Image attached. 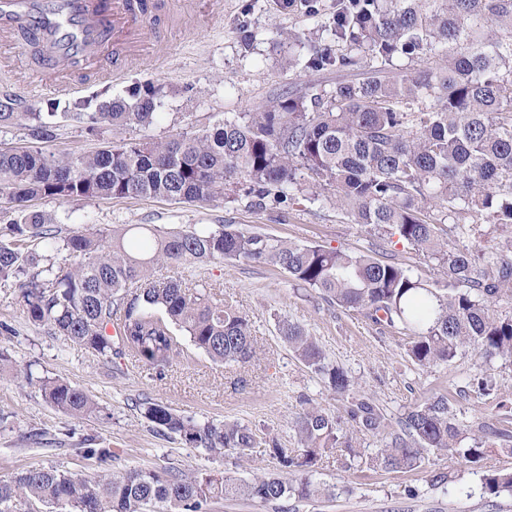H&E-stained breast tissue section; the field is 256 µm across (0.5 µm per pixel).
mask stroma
<instances>
[{
	"instance_id": "obj_1",
	"label": "stroma",
	"mask_w": 512,
	"mask_h": 512,
	"mask_svg": "<svg viewBox=\"0 0 512 512\" xmlns=\"http://www.w3.org/2000/svg\"><path fill=\"white\" fill-rule=\"evenodd\" d=\"M336 0H222L215 12H202L176 21L160 45L164 58L153 53H128L122 73L109 85V97L127 96L137 83L153 82L163 96L159 116L149 128L106 127L89 135L80 123L61 121L54 138L41 141L48 153L87 154L122 140L165 141L179 132L198 133L222 123L225 113L259 112L279 98L325 93L341 81H359L365 69L316 71L300 64L287 66L288 47L275 43L277 31L327 24ZM29 210L50 214L61 234L88 226L111 233L134 224L169 230L238 224L277 237L320 244L348 252L385 253L397 261L418 265L429 281L440 278L437 266L420 265L413 250L401 241L384 240L376 232L351 223L341 210L306 201L290 207L255 210L246 200L217 199L179 203L153 198H99L61 201L42 197ZM160 278H179L205 287L232 303L252 325L257 355L245 365L213 363L178 336L180 355L164 375L144 360L124 355L103 360L73 345L48 328L30 322L14 288L0 286V478L32 466L97 472L96 459L82 457L84 439L111 449L116 470L175 467L185 471L222 473L240 481L276 471L268 448L253 449L244 459L219 458L161 435L141 415L137 404L153 399L177 413L201 422L231 420L277 438L282 447H296L292 421L302 399L342 411L321 376L301 360L280 335L282 322L305 328L333 364L348 371L357 390L374 397L391 420L438 391L456 392L467 386L479 358L469 352L431 370L420 369L406 353L402 330L373 324L362 315L324 302L295 287L280 270L243 261H211L180 266L159 265ZM41 377L76 385L98 403L102 412L76 418L54 406L38 386L27 384L25 367ZM512 396V367L494 373L489 394L461 400V418L492 419L512 433V412L501 409ZM379 437L358 435V457L343 462L323 454L312 472L314 482L327 488L325 496L289 498L263 504L247 499L215 500L205 512H512V495L482 496L480 475L449 453L429 452L421 468L393 471L372 467L370 459ZM447 474L434 485L429 474Z\"/></svg>"
}]
</instances>
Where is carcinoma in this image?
<instances>
[{
	"instance_id": "carcinoma-1",
	"label": "carcinoma",
	"mask_w": 512,
	"mask_h": 512,
	"mask_svg": "<svg viewBox=\"0 0 512 512\" xmlns=\"http://www.w3.org/2000/svg\"><path fill=\"white\" fill-rule=\"evenodd\" d=\"M343 50L313 44L317 33H288V45L311 46V69L372 70L359 82L339 83L310 101L282 98L262 112H245L200 134L167 141H122L92 154H46L36 146L0 151V196L19 217L0 231V282L17 288L29 321L110 358L131 352L163 370L180 355L174 332L183 333L211 361L246 364L255 354L250 320L205 289L180 279L161 280L158 264L244 260L275 267L295 285L317 292L376 325L408 336L407 353L432 369L472 351L483 359L469 385L490 391L492 364L512 365V0H339L326 28ZM430 52L437 66L414 71L398 62ZM102 90L68 102L70 116L96 134L104 125L148 128L162 90L151 82L129 97ZM60 103L44 112H16L0 103V128L28 122L34 141L54 137ZM333 188L336 207L354 224L396 237L415 253L437 261L442 281L433 287L412 268L362 253L303 244L239 227L189 228L125 239L91 227L57 237L52 219L26 211L38 196L62 200L153 197L207 202L241 195L257 210L323 202L316 188ZM480 224L501 228L492 245L448 246L443 233L469 238ZM40 240L75 259L68 269L38 267L21 253ZM120 322V334L107 328ZM280 334L295 355L335 394L355 431L381 437L370 465L414 470L431 450L446 451L471 467L482 446L501 431L490 420L467 424L457 399L438 392L392 426L375 400L350 393L351 380L306 330L285 321ZM57 409L77 418L101 408L81 388L25 372ZM145 419L169 437L218 457L238 459L263 444L280 470L249 482L172 467L114 471L112 450L85 448L102 464L92 475L56 467H30L0 479V512H201L210 501L245 498L261 503L312 499L328 490L310 472L327 451L358 456L353 436L336 413L302 400L294 431L298 447L258 438L238 422L200 423L164 404L144 399ZM480 489L488 497L512 494V471L487 470Z\"/></svg>"
}]
</instances>
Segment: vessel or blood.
Masks as SVG:
<instances>
[{"instance_id":"vessel-or-blood-1","label":"vessel or blood","mask_w":512,"mask_h":512,"mask_svg":"<svg viewBox=\"0 0 512 512\" xmlns=\"http://www.w3.org/2000/svg\"><path fill=\"white\" fill-rule=\"evenodd\" d=\"M150 0H0V78L65 92L85 73L109 78L132 44Z\"/></svg>"}]
</instances>
